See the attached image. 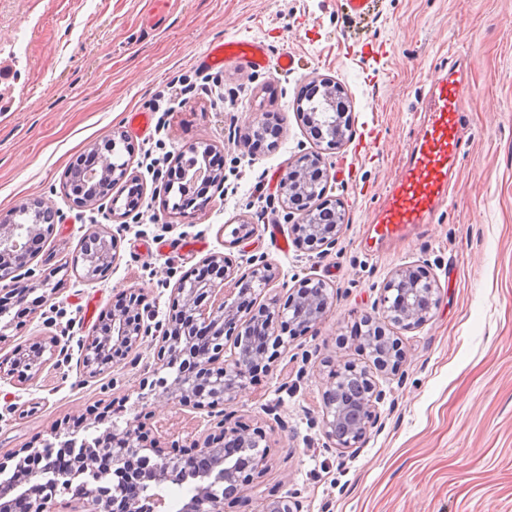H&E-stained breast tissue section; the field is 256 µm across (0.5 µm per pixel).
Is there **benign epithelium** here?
<instances>
[{
	"mask_svg": "<svg viewBox=\"0 0 512 512\" xmlns=\"http://www.w3.org/2000/svg\"><path fill=\"white\" fill-rule=\"evenodd\" d=\"M313 81L323 88L313 120L326 148L304 159L303 169L293 166L285 169L278 204L284 212L283 219L291 224L297 247L320 255L335 243L340 225L327 230L315 209L299 208L294 200L299 195L307 198L323 189L327 177L323 153L336 147L342 125L336 107L340 86L321 76L313 77ZM127 172L125 163L118 164L113 158L104 157L95 178L119 181L127 177ZM214 175L215 171L208 165L196 162L182 169L181 179L194 184ZM21 229L19 224H0V319L6 314L4 302H23L37 290L46 289L52 279L47 274L37 282L32 280L31 272L27 271L31 253L23 245ZM110 239L112 246L78 257L86 277L99 275L101 267L117 258L121 239L114 232ZM245 263V275L258 287L268 286L275 278L265 256L252 255ZM238 272L239 265L231 257L222 253L210 255L202 273L183 276L176 282L173 292L181 307L164 325L149 324L152 314L144 305L141 289H129L126 305L137 313L136 319H130L122 309H114L102 319L101 326L95 328L84 345L83 373L94 378L122 364L139 342L152 334L158 337V357L176 369L173 381L163 378L150 384L152 388L162 389L161 397L176 399L210 414L235 402L246 391L247 377L259 365L276 357V351L283 345L279 331L287 327L298 332L311 330L324 317L329 302L326 282L307 277L288 289L283 305L275 311H256L243 303L245 293L252 289L243 285ZM228 280L239 286L232 300L224 289ZM435 293L436 283L430 277L416 275L407 267L394 270L383 287L378 322L394 321L406 328L425 324ZM255 326L264 328V336L273 340V347L264 346L259 354L251 350L244 360L238 354L230 360L224 359V336H233L236 347L242 351L252 341ZM60 344L61 340L52 336L27 349L15 350L9 358H1L0 379L20 386L30 383L47 363L44 354L55 355ZM344 371L363 379L366 389L338 406L336 377H331L323 396L322 431L338 450L361 446L374 424L376 403L384 398L383 389L368 369L348 365ZM230 437L235 438L239 448L266 458V451H258L260 442L267 440L264 431L228 429L222 419L207 435L176 451L168 450L149 439L145 416L139 413L126 420L122 428L109 426L105 434L97 437L98 443L76 453L72 470L88 475L90 480L75 500L92 507V512H112L105 486L100 484L110 474L116 480L112 486L113 498L123 499L121 512H141L139 499L126 496L125 487L130 483L139 484L156 509L168 507L171 489L175 487L179 490L177 512H224V504L233 501L237 492L252 481L251 475L241 476L236 467L224 466V440ZM101 453L108 454L112 461V469L107 472L94 466ZM10 461L16 462V467L11 477L0 482V512H16L18 504L22 512H55V498L70 490V480L57 469L53 450L21 448L0 463L6 466ZM224 481L233 484L234 493L225 495L216 489Z\"/></svg>",
	"mask_w": 512,
	"mask_h": 512,
	"instance_id": "obj_1",
	"label": "benign epithelium"
}]
</instances>
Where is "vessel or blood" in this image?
<instances>
[{
    "label": "vessel or blood",
    "instance_id": "1",
    "mask_svg": "<svg viewBox=\"0 0 512 512\" xmlns=\"http://www.w3.org/2000/svg\"><path fill=\"white\" fill-rule=\"evenodd\" d=\"M237 59L263 72L285 71L295 64L294 58L285 53L271 57L263 41L236 38L211 43L200 63L220 69ZM465 91L463 79L453 66L424 89L421 108L428 114L427 127L410 148L401 175L377 215L374 231L379 238H402L409 226L428 223L449 198L463 145Z\"/></svg>",
    "mask_w": 512,
    "mask_h": 512
}]
</instances>
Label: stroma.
Returning a JSON list of instances; mask_svg holds the SVG:
<instances>
[{"label":"stroma","mask_w":512,"mask_h":512,"mask_svg":"<svg viewBox=\"0 0 512 512\" xmlns=\"http://www.w3.org/2000/svg\"><path fill=\"white\" fill-rule=\"evenodd\" d=\"M148 0H0V219L28 201L57 213L31 267L53 273L58 289L0 342V358L48 336L68 347L29 386L0 381V456L46 439L54 425L103 403L112 421L146 410L161 443L208 432L211 419L142 389L174 378L145 337L124 364L83 373V344L100 315L129 288L143 289L155 320L173 313L172 289L207 255H265L275 278L257 298H285L283 282L325 280L330 304L309 334L282 346L237 402L227 427L265 431L266 467L226 512H262L287 496L298 512H512V0H369L346 20L342 0H169L165 24L147 27ZM249 37L295 66L267 75L231 62L206 71L211 41ZM468 66L469 92L459 172L448 205L403 240L377 243L372 220L399 176L408 145L422 132L420 89L450 56ZM209 92L168 112L158 105L177 79ZM329 77L348 99L351 132L328 157L325 199L347 220L326 254L293 243L277 212L289 162L317 151L297 104L311 78ZM152 112L150 131L128 129L127 113ZM280 127L254 148V114ZM125 133L130 170L145 186L152 163L209 145L223 156L224 189L202 208L175 210L178 192L145 196L137 222L122 230L118 259L89 279L62 266L80 253L92 225L116 229L110 197L76 205L63 174L101 139ZM253 233L238 240L240 225ZM203 241L187 253L183 243ZM425 267L438 303L424 325L387 326L402 361L380 378L384 399L362 447L330 446L322 395L332 367H371L349 335L378 316L382 288L401 267Z\"/></svg>","instance_id":"1"}]
</instances>
